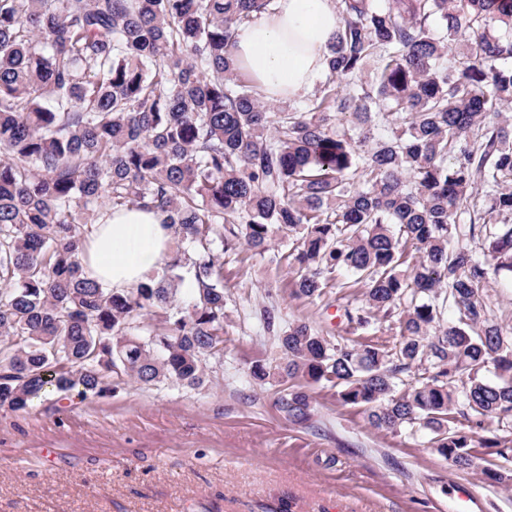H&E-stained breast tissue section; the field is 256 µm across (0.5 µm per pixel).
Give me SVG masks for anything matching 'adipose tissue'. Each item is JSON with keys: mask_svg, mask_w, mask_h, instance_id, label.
I'll use <instances>...</instances> for the list:
<instances>
[{"mask_svg": "<svg viewBox=\"0 0 512 512\" xmlns=\"http://www.w3.org/2000/svg\"><path fill=\"white\" fill-rule=\"evenodd\" d=\"M340 22L334 0H274L269 12L238 27L239 66L266 98L304 95L326 73ZM172 238L154 211L104 212L86 238L85 271L112 288L135 286L169 260Z\"/></svg>", "mask_w": 512, "mask_h": 512, "instance_id": "ef3b65f1", "label": "adipose tissue"}]
</instances>
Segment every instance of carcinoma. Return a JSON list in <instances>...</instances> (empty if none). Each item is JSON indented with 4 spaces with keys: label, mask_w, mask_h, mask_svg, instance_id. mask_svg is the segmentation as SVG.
<instances>
[{
    "label": "carcinoma",
    "mask_w": 512,
    "mask_h": 512,
    "mask_svg": "<svg viewBox=\"0 0 512 512\" xmlns=\"http://www.w3.org/2000/svg\"><path fill=\"white\" fill-rule=\"evenodd\" d=\"M272 2L0 0V409L49 385L101 395L112 375L203 385L224 350L219 256L244 246L286 263L296 297L360 288L351 329L399 328L391 345L333 341L264 310L282 362L251 374L286 385L285 419L334 388L459 471L489 449L484 479L512 482V449L461 428L512 423V336L479 296L512 280V224L488 227L512 216V0H338L326 80L295 112L237 79L236 29ZM100 203L174 229L165 274L121 291L87 276ZM479 224L481 259L460 243Z\"/></svg>",
    "instance_id": "cac0c4a2"
}]
</instances>
